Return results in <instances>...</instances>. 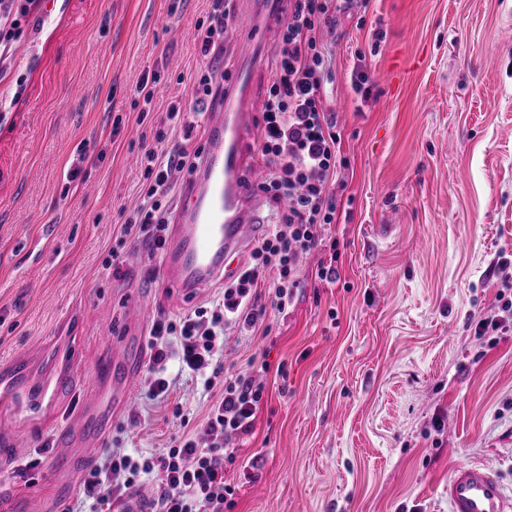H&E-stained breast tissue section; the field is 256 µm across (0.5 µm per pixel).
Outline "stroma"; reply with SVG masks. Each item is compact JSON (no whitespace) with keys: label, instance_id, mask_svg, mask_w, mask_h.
Here are the masks:
<instances>
[{"label":"stroma","instance_id":"35a3bbf8","mask_svg":"<svg viewBox=\"0 0 512 512\" xmlns=\"http://www.w3.org/2000/svg\"><path fill=\"white\" fill-rule=\"evenodd\" d=\"M211 0H54L32 11L0 63V371L93 377L110 339L165 312L160 259L117 234L140 202L141 167L174 88L205 57ZM332 107L347 165L330 234L340 278L304 284L269 337L231 332L225 364L269 365L268 396L228 512H449L448 476L493 465L512 494V0H354L325 28ZM366 65L373 90L355 94ZM155 79L144 102L136 86ZM124 259L113 264V250ZM499 316V329L477 324ZM136 392L115 417L129 453L179 433ZM46 441L8 473L16 512H63ZM257 458L249 478L241 462Z\"/></svg>","mask_w":512,"mask_h":512}]
</instances>
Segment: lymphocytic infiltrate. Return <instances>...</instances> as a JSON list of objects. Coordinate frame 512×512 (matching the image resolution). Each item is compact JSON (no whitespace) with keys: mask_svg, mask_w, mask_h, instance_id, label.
Returning <instances> with one entry per match:
<instances>
[{"mask_svg":"<svg viewBox=\"0 0 512 512\" xmlns=\"http://www.w3.org/2000/svg\"><path fill=\"white\" fill-rule=\"evenodd\" d=\"M351 0H288L280 21L276 72L262 109L258 151L267 170L264 193L275 209L271 230L260 238L247 264L224 287L222 298L178 316H160L148 338L150 358L143 376L149 400L170 398L166 374L170 360L188 375L203 379L216 398L199 429L170 439L149 456H132L115 448L95 464L83 481L76 505L65 512H103L122 501L142 478L155 481V493L144 512H224L235 493L224 465L240 454L239 441L250 436L266 393L263 363L246 370L224 365V331L237 324L245 331L262 325L268 311L283 314L292 306L301 284V256L320 253L315 276L335 283L336 252L327 248L325 233L337 221L346 186L336 176L342 165V137L328 106L326 82L331 55L320 33L335 23ZM38 0H0V59L20 37L21 19ZM229 0H212L209 24L202 29V54L226 49L233 31ZM167 119L191 138L180 103H170ZM179 144L143 156L148 186L140 204L119 228L123 240L141 243L158 253L168 233L163 200L173 188L174 171L196 170L201 152Z\"/></svg>","mask_w":512,"mask_h":512,"instance_id":"obj_1","label":"lymphocytic infiltrate"}]
</instances>
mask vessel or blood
I'll return each instance as SVG.
<instances>
[{
	"label": "vessel or blood",
	"mask_w": 512,
	"mask_h": 512,
	"mask_svg": "<svg viewBox=\"0 0 512 512\" xmlns=\"http://www.w3.org/2000/svg\"><path fill=\"white\" fill-rule=\"evenodd\" d=\"M283 0H257L254 23L238 37L237 62L224 84L223 101L208 104L203 113L206 151L200 167L189 177L180 197L178 222L172 225L162 257V275L168 287L165 302L180 306L199 297L225 274L226 259L239 251L261 222L264 172L251 165L250 129L260 110L248 93L257 64L256 45L267 36V15L278 12ZM140 352L123 344L110 363L120 371L111 388L97 381L74 384H39L30 381L22 365H14L6 389L0 390V408L38 419L41 409L66 410L70 397L80 404L79 425L55 431L56 448L74 442L94 445L107 432L115 411L131 405L138 385L136 364ZM31 452L28 438L0 435V464L25 460ZM451 512H512V496L492 466L460 463L448 476Z\"/></svg>",
	"instance_id": "b4317fda"
}]
</instances>
